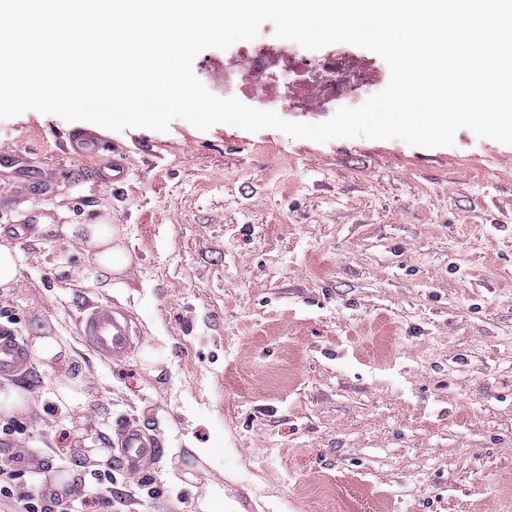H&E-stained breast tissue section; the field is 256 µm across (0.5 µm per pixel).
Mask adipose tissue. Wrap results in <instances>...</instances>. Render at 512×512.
<instances>
[{
  "label": "adipose tissue",
  "instance_id": "adipose-tissue-1",
  "mask_svg": "<svg viewBox=\"0 0 512 512\" xmlns=\"http://www.w3.org/2000/svg\"><path fill=\"white\" fill-rule=\"evenodd\" d=\"M66 236H79L92 247L93 254L86 273L92 283L108 290L124 289V270L131 263L130 253L120 244L115 230L108 224H64Z\"/></svg>",
  "mask_w": 512,
  "mask_h": 512
}]
</instances>
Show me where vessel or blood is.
I'll use <instances>...</instances> for the list:
<instances>
[{
	"mask_svg": "<svg viewBox=\"0 0 512 512\" xmlns=\"http://www.w3.org/2000/svg\"><path fill=\"white\" fill-rule=\"evenodd\" d=\"M69 143L80 156L99 155L105 147L101 135L95 132L75 133ZM78 335L86 348L107 361L123 358L133 346L126 315L90 300L82 307ZM30 369L31 354L25 342L10 331L0 332V379H19ZM118 449V468L136 475L146 474L159 453L156 442L146 437L140 426L131 423L121 428Z\"/></svg>",
	"mask_w": 512,
	"mask_h": 512,
	"instance_id": "vessel-or-blood-1",
	"label": "vessel or blood"
}]
</instances>
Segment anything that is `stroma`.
I'll list each match as a JSON object with an SVG mask.
<instances>
[{
	"instance_id": "1",
	"label": "stroma",
	"mask_w": 512,
	"mask_h": 512,
	"mask_svg": "<svg viewBox=\"0 0 512 512\" xmlns=\"http://www.w3.org/2000/svg\"><path fill=\"white\" fill-rule=\"evenodd\" d=\"M291 50L305 80L279 65L269 92L300 103L288 120L329 119L320 52ZM246 66L238 42L193 70L218 96ZM86 128L34 110L0 119V153L57 182L18 197L19 168L0 167V235L19 254L0 328L26 342L49 328L67 352L18 383L38 489L79 449L105 448L72 484L78 512H197L215 483L246 512H512V145L466 128L422 148L176 119L103 130L96 159L69 154ZM116 157L126 181L100 183ZM100 222L132 255L119 294L88 281L85 242L58 230ZM89 298L126 314L137 347L123 359L80 345ZM160 336L155 376L142 354ZM70 373L88 384L80 414L54 399ZM126 423L161 446L149 476L116 466Z\"/></svg>"
}]
</instances>
